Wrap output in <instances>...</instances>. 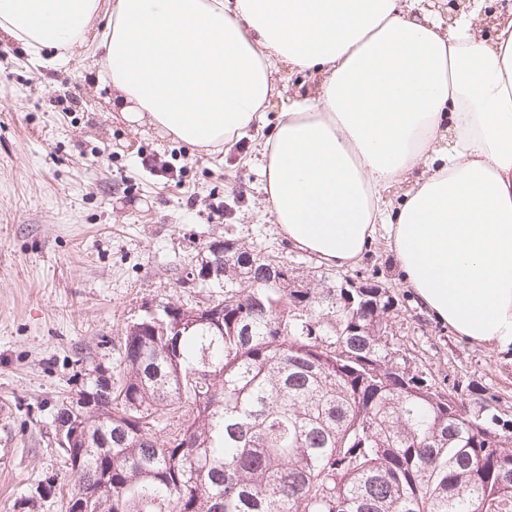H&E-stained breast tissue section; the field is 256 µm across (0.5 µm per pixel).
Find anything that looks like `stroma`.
<instances>
[{
  "mask_svg": "<svg viewBox=\"0 0 512 512\" xmlns=\"http://www.w3.org/2000/svg\"><path fill=\"white\" fill-rule=\"evenodd\" d=\"M318 75L281 70L262 122L209 154L125 123L85 55L50 69L21 44L0 46V512H65L73 479L53 418L95 364L119 368L120 337L147 306H207L185 284L207 243L231 239L308 273L320 287L337 271L279 233L263 191L262 145L282 102L313 98ZM154 156L175 173L142 168ZM346 276L401 288L385 234ZM394 331L433 382L496 396L512 420V351L457 336L412 293ZM52 490H45L46 480Z\"/></svg>",
  "mask_w": 512,
  "mask_h": 512,
  "instance_id": "1",
  "label": "stroma"
}]
</instances>
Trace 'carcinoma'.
<instances>
[{
	"mask_svg": "<svg viewBox=\"0 0 512 512\" xmlns=\"http://www.w3.org/2000/svg\"><path fill=\"white\" fill-rule=\"evenodd\" d=\"M243 255L198 270V285L224 289L207 306L173 316L167 301L126 326L121 376L97 365L78 390L96 412L57 410L87 435L81 451L61 449L69 508L512 512V421L471 386L479 409L465 413L407 366L394 289L371 276L289 296L262 286L271 259ZM163 417L175 428L158 430Z\"/></svg>",
	"mask_w": 512,
	"mask_h": 512,
	"instance_id": "obj_1",
	"label": "carcinoma"
}]
</instances>
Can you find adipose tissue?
<instances>
[{"mask_svg": "<svg viewBox=\"0 0 512 512\" xmlns=\"http://www.w3.org/2000/svg\"><path fill=\"white\" fill-rule=\"evenodd\" d=\"M424 0H0V45H93L133 128L220 151L262 120L281 66L321 74L262 151L279 231L320 263L362 260L385 227L417 302L512 349V18L451 24ZM409 182L399 202L387 199Z\"/></svg>", "mask_w": 512, "mask_h": 512, "instance_id": "ef3b65f1", "label": "adipose tissue"}]
</instances>
